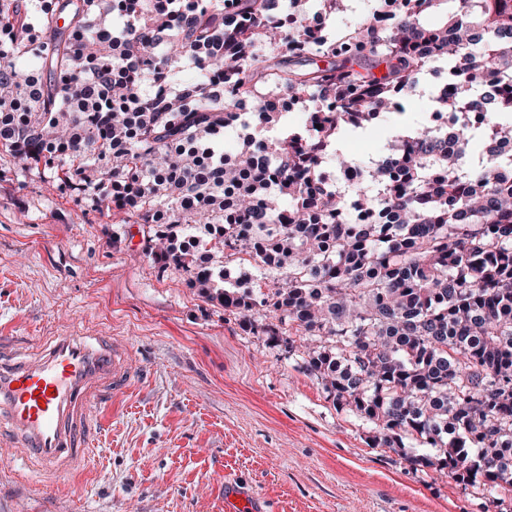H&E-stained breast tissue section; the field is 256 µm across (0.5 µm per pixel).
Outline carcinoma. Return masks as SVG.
I'll return each instance as SVG.
<instances>
[{"mask_svg": "<svg viewBox=\"0 0 512 512\" xmlns=\"http://www.w3.org/2000/svg\"><path fill=\"white\" fill-rule=\"evenodd\" d=\"M344 2L0 0V152L76 202L127 211L154 261L302 349L372 446L439 448L407 460L507 512L512 157L495 143L512 140V0H385L339 34L313 30ZM186 58L202 78L144 90ZM437 61L448 91L355 185L357 210L396 223H338L348 200L326 162L347 168L340 141L399 110ZM267 87L308 106L307 132L285 129ZM440 113L457 122L452 153ZM228 129L242 131L233 155ZM231 263L259 276L226 289Z\"/></svg>", "mask_w": 512, "mask_h": 512, "instance_id": "obj_1", "label": "carcinoma"}]
</instances>
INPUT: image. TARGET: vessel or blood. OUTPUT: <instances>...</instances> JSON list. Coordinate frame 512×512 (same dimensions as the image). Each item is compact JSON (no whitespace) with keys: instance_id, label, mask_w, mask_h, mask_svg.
Returning <instances> with one entry per match:
<instances>
[{"instance_id":"obj_1","label":"vessel or blood","mask_w":512,"mask_h":512,"mask_svg":"<svg viewBox=\"0 0 512 512\" xmlns=\"http://www.w3.org/2000/svg\"><path fill=\"white\" fill-rule=\"evenodd\" d=\"M136 376L127 349L111 336L62 331L39 351L20 352L0 336V446L11 449L25 477L73 474L91 455L97 411ZM231 512H261L259 500L225 482Z\"/></svg>"}]
</instances>
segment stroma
<instances>
[{"mask_svg":"<svg viewBox=\"0 0 512 512\" xmlns=\"http://www.w3.org/2000/svg\"><path fill=\"white\" fill-rule=\"evenodd\" d=\"M430 109L419 92L340 150L381 159ZM11 167L0 153V336L35 348L62 328H101L139 377L101 411L82 475L43 486L0 448V512H225L228 480L268 512H498L447 471L371 447L299 354L154 262L124 213L75 205L47 175Z\"/></svg>","mask_w":512,"mask_h":512,"instance_id":"obj_1","label":"stroma"}]
</instances>
